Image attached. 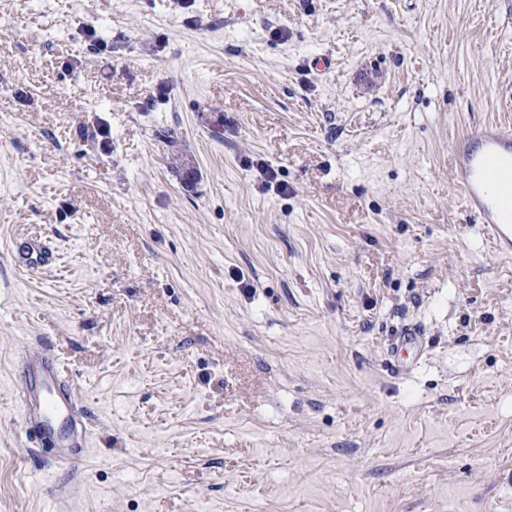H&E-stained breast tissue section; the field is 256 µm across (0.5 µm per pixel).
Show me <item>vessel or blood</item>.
Returning a JSON list of instances; mask_svg holds the SVG:
<instances>
[{"instance_id": "1", "label": "vessel or blood", "mask_w": 512, "mask_h": 512, "mask_svg": "<svg viewBox=\"0 0 512 512\" xmlns=\"http://www.w3.org/2000/svg\"><path fill=\"white\" fill-rule=\"evenodd\" d=\"M453 167L466 210L482 224L498 251L512 254V128L482 124L471 128L452 146ZM51 258L41 240L28 239L21 261L27 268L45 266ZM23 392L19 407L28 439L53 438L69 464L86 454L91 434L82 424L83 410L76 387L52 352L24 358Z\"/></svg>"}]
</instances>
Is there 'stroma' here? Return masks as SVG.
<instances>
[{
    "mask_svg": "<svg viewBox=\"0 0 512 512\" xmlns=\"http://www.w3.org/2000/svg\"><path fill=\"white\" fill-rule=\"evenodd\" d=\"M488 121L512 0H0V512H512V255L450 156ZM20 258L25 267L30 269L40 268L49 262L51 251L41 240L30 238L26 242ZM22 374L19 407L26 436L32 441L50 437L60 448H75L53 459L73 463L89 451L91 434L82 422L79 394L63 364L52 352L44 351L23 359Z\"/></svg>",
    "mask_w": 512,
    "mask_h": 512,
    "instance_id": "35a3bbf8",
    "label": "stroma"
}]
</instances>
